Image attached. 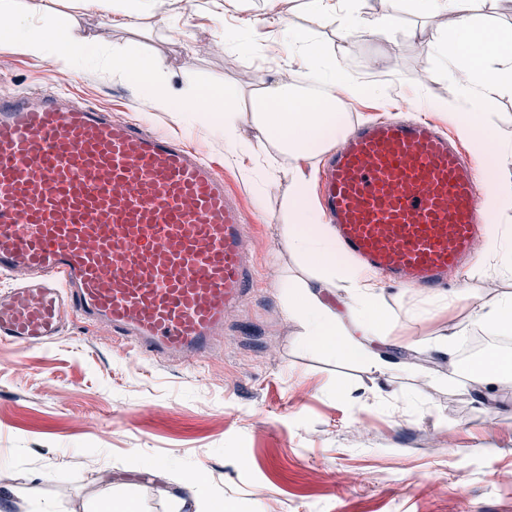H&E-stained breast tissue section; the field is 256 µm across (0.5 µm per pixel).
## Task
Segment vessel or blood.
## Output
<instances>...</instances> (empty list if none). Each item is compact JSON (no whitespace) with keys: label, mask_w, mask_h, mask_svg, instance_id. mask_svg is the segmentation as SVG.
<instances>
[{"label":"vessel or blood","mask_w":512,"mask_h":512,"mask_svg":"<svg viewBox=\"0 0 512 512\" xmlns=\"http://www.w3.org/2000/svg\"><path fill=\"white\" fill-rule=\"evenodd\" d=\"M321 207L360 269L450 290L486 228L474 161L416 118L354 124L325 159ZM239 197L164 131L66 93H0V342L56 340L72 312L136 354L212 352L254 282Z\"/></svg>","instance_id":"1"}]
</instances>
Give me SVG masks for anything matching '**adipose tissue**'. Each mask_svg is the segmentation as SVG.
Returning a JSON list of instances; mask_svg holds the SVG:
<instances>
[{"label": "adipose tissue", "mask_w": 512, "mask_h": 512, "mask_svg": "<svg viewBox=\"0 0 512 512\" xmlns=\"http://www.w3.org/2000/svg\"><path fill=\"white\" fill-rule=\"evenodd\" d=\"M153 0H76L79 8L111 15L113 24L135 28L152 17ZM474 0H409L421 15L451 13L462 22L455 39L444 47V72L458 74L462 85L457 100L447 108L461 138L473 141L479 149L495 140V130L488 112L489 103L502 91L512 90V28H481L467 18ZM337 9L335 0H309V10L319 19L337 18L347 35L375 30L395 36L390 15L374 18L363 16L359 0H344ZM0 36L22 41L36 55L73 65L81 60L106 56L113 74L131 78L141 85L155 107L179 115L197 110L199 119L217 129L224 137L229 155L242 164L243 175H250L246 158L258 149H273L284 159H299L333 147L341 130V117L336 110L337 94L352 97L371 92L369 82L338 67L327 50L312 41L307 31L297 26L287 29L288 45L303 61L309 79L321 84L323 93L311 99L309 109L297 111V95L288 85L275 83L266 87L257 100L253 114V136L240 130L239 115L232 109H200L201 91L192 85L173 89L166 73L152 62L132 59L115 50L102 54L100 47L71 27L67 20L53 26H36L29 22L16 0H0ZM290 224L282 228V236L292 252L316 268L313 280L294 282L288 291L285 309L300 321L311 346L330 357L342 356L374 362L380 373L390 372L391 363L375 360L363 339L384 330L387 316L368 275L338 259L336 239L323 214L311 199L310 187L304 179L294 180L289 198ZM323 288H349L353 294L346 313H337L320 298ZM359 318L360 338H353L343 322L344 317Z\"/></svg>", "instance_id": "ef3b65f1"}]
</instances>
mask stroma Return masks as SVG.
Here are the masks:
<instances>
[{"label": "stroma", "instance_id": "obj_1", "mask_svg": "<svg viewBox=\"0 0 512 512\" xmlns=\"http://www.w3.org/2000/svg\"><path fill=\"white\" fill-rule=\"evenodd\" d=\"M19 2L34 24L64 15L105 48L151 59L173 88H221L246 133L264 87L310 86L279 30L262 24L272 10L305 28L338 65H378L377 93L340 97L343 127L408 104L455 129L441 104L456 97L458 83L428 75L441 67L439 47L457 19L418 16L406 0L360 4L365 14L396 16L394 40L346 38L336 21H317L306 0H248L246 11L221 16L217 0H156L154 18L138 31L69 0ZM60 88L113 119L165 130L218 165L245 208L256 287L201 360L135 358L111 327L77 315L49 345L0 344V512H106L128 501L138 512H167L170 492L198 478L201 512L219 503L233 512H454L460 503L465 512H512V482L502 479L512 473V377L481 391L472 370L449 373L447 357L430 347L445 338L460 349L478 332L476 305L512 296V277L491 257L476 251L455 278L459 299L418 321L410 311L422 295L381 282L389 321L366 343L393 364L391 373L326 356L285 311L286 285L311 272L281 235L294 178L316 179L322 155L288 162L269 183L268 155L257 151L258 174L245 181L223 138L192 113L158 111L137 83L98 60L68 68L0 39V89L37 96ZM149 464L163 474L147 475Z\"/></svg>", "mask_w": 512, "mask_h": 512}]
</instances>
